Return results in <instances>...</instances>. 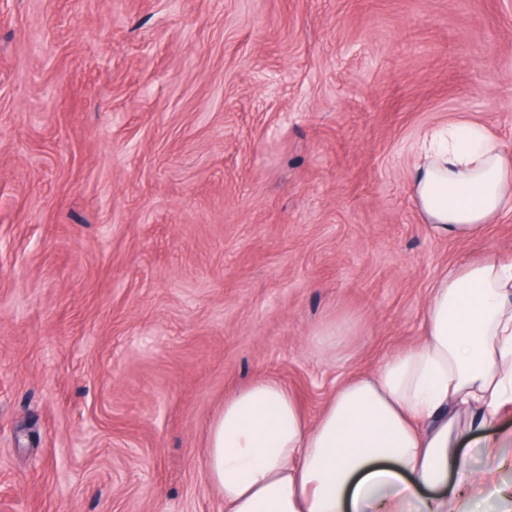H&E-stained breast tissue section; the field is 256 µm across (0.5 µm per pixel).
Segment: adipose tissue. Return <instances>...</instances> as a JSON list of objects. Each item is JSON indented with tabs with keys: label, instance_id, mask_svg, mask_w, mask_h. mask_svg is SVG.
I'll use <instances>...</instances> for the list:
<instances>
[{
	"label": "adipose tissue",
	"instance_id": "ef3b65f1",
	"mask_svg": "<svg viewBox=\"0 0 512 512\" xmlns=\"http://www.w3.org/2000/svg\"><path fill=\"white\" fill-rule=\"evenodd\" d=\"M418 150L412 190L435 235L475 238L512 212V154L483 128L448 124ZM424 325L419 344L338 385L316 419L271 378L225 398L203 461L224 512H512L497 483L512 432L483 435L512 407V261L442 275ZM476 436L479 471L461 451Z\"/></svg>",
	"mask_w": 512,
	"mask_h": 512
}]
</instances>
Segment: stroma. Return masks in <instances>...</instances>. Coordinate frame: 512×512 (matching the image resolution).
Wrapping results in <instances>:
<instances>
[{
	"label": "stroma",
	"mask_w": 512,
	"mask_h": 512,
	"mask_svg": "<svg viewBox=\"0 0 512 512\" xmlns=\"http://www.w3.org/2000/svg\"><path fill=\"white\" fill-rule=\"evenodd\" d=\"M456 118L512 152V0H0V512H224L225 397L316 418L512 259L412 198Z\"/></svg>",
	"instance_id": "stroma-1"
}]
</instances>
